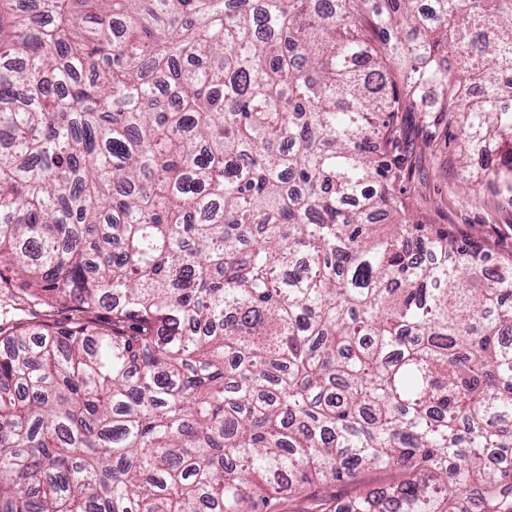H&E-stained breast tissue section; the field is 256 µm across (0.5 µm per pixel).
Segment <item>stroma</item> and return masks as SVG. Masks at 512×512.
Segmentation results:
<instances>
[{
  "mask_svg": "<svg viewBox=\"0 0 512 512\" xmlns=\"http://www.w3.org/2000/svg\"><path fill=\"white\" fill-rule=\"evenodd\" d=\"M397 125L405 212L424 224L452 233L459 240L481 244L492 264L512 258V195L489 187H461L460 151L446 114L424 119L402 112ZM397 468H370L345 483L309 485L293 496L273 500L272 512H315L317 505L349 500L377 487L397 483Z\"/></svg>",
  "mask_w": 512,
  "mask_h": 512,
  "instance_id": "stroma-1",
  "label": "stroma"
}]
</instances>
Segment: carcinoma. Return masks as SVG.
Returning <instances> with one entry per match:
<instances>
[{
	"instance_id": "obj_1",
	"label": "carcinoma",
	"mask_w": 512,
	"mask_h": 512,
	"mask_svg": "<svg viewBox=\"0 0 512 512\" xmlns=\"http://www.w3.org/2000/svg\"><path fill=\"white\" fill-rule=\"evenodd\" d=\"M506 88L512 0H7L0 512H262L384 466L327 512H512V273L402 216L397 138L446 112L489 154ZM403 477V471L398 468H370L359 472L354 479L345 483L309 485L293 496H281L272 500L270 510L315 512L320 503L343 502L374 488L396 484Z\"/></svg>"
}]
</instances>
